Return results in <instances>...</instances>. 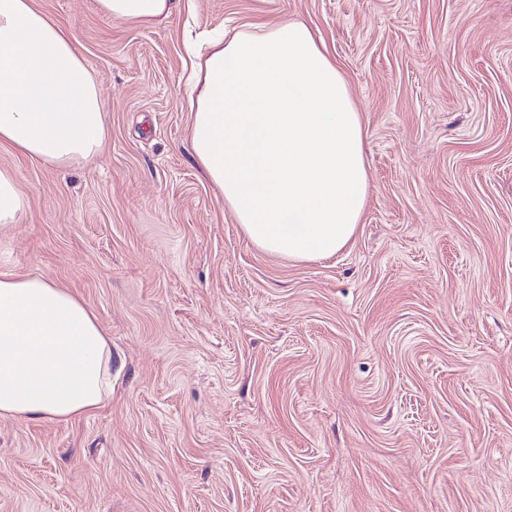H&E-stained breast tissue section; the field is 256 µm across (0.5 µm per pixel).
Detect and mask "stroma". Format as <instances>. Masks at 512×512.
<instances>
[{"instance_id":"obj_1","label":"stroma","mask_w":512,"mask_h":512,"mask_svg":"<svg viewBox=\"0 0 512 512\" xmlns=\"http://www.w3.org/2000/svg\"><path fill=\"white\" fill-rule=\"evenodd\" d=\"M109 137L44 166L0 276L74 293L112 399L0 418V512H512V0H181L130 26L37 0ZM304 21L364 125L354 239L292 262L243 235L190 155L184 42Z\"/></svg>"}]
</instances>
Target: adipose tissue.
<instances>
[{"instance_id":"obj_1","label":"adipose tissue","mask_w":512,"mask_h":512,"mask_svg":"<svg viewBox=\"0 0 512 512\" xmlns=\"http://www.w3.org/2000/svg\"><path fill=\"white\" fill-rule=\"evenodd\" d=\"M180 0H96L103 16L164 23ZM191 65L190 151L245 237L291 260L329 258L354 238L369 172L348 86L304 22L213 38ZM109 135L98 83L36 0H0V146L54 167L96 155ZM27 200L0 168V228ZM112 397V344L95 313L39 277L0 278V417L57 422Z\"/></svg>"}]
</instances>
